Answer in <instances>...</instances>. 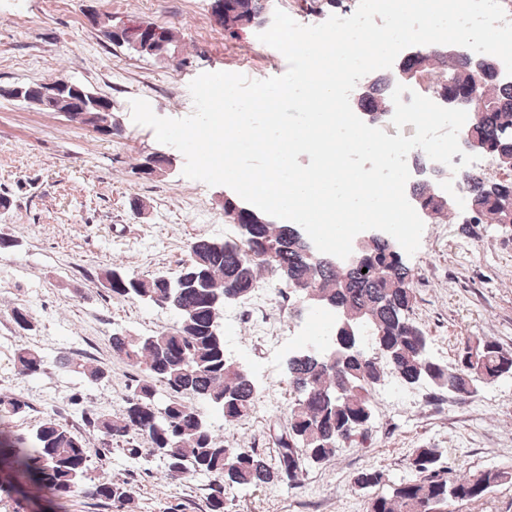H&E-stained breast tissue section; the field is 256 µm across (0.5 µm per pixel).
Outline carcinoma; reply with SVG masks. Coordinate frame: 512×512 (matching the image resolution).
Segmentation results:
<instances>
[{
  "instance_id": "obj_1",
  "label": "carcinoma",
  "mask_w": 512,
  "mask_h": 512,
  "mask_svg": "<svg viewBox=\"0 0 512 512\" xmlns=\"http://www.w3.org/2000/svg\"><path fill=\"white\" fill-rule=\"evenodd\" d=\"M267 10V0H224V30L234 36L239 28L260 24ZM101 27L112 44L128 47L126 34L112 31L109 16ZM484 59L477 68L462 52L423 48L400 59L388 74L368 79L363 95L353 101L372 122L383 120L393 107L382 87L394 85L403 71L427 75L430 91L438 95L471 97L473 115L460 135L477 139L501 171L499 177L456 173L478 224L512 219V99L505 98L506 82L496 76L498 58ZM416 167L413 194L428 207L434 203V175L448 169L435 168L424 155L418 156ZM223 210L224 221L237 226L235 239H193L189 259L177 275L138 276L117 265L102 271L101 283L113 298L164 305L179 315V324L150 336L112 334V352L142 378L131 388L121 415L89 420L103 440L126 444L130 456L162 459L175 481L210 476L208 512H224L228 491L247 492L276 482L294 485L303 475L301 459L320 463L339 448L366 441L374 419V390L388 377L403 386L427 382L462 399L512 377V349L488 337L459 342L446 361L430 354L429 337L413 318L415 274L394 240L364 245L353 265H332L325 259L316 263L296 239L295 225L274 222L236 195L224 200ZM261 271L297 297L305 291L317 296L335 317L329 345L300 348L285 362L288 433L277 436L272 463L253 448L224 443L197 407L202 402L217 408L228 423L255 409L258 389L249 371L225 355L221 315L225 304L245 300L262 287ZM363 333L373 337L377 352L356 346ZM15 361L26 376L46 366L40 353L27 346L16 350ZM26 408L19 396L0 395V468L56 500L131 498L132 487L124 481L106 474L89 480L92 450L58 419L46 417L28 436L12 434L9 421ZM441 459L437 448L415 449L408 458L412 478L387 495L372 497L369 512H440L450 499H478L512 480V472L505 470L451 477ZM384 482L383 471L364 469L351 485L368 490Z\"/></svg>"
}]
</instances>
